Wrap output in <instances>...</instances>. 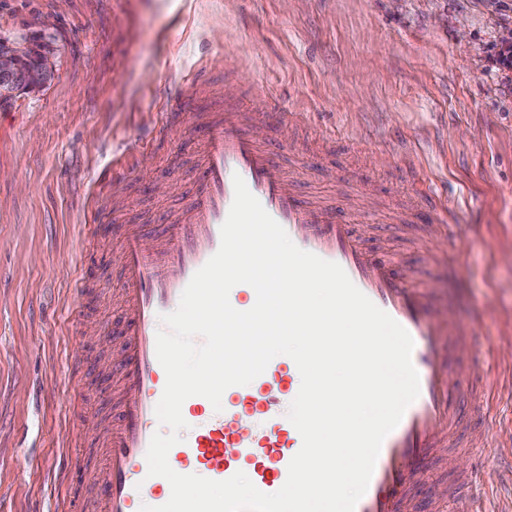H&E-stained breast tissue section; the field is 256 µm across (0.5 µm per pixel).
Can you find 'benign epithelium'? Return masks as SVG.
Masks as SVG:
<instances>
[{
    "instance_id": "7a95c632",
    "label": "benign epithelium",
    "mask_w": 512,
    "mask_h": 512,
    "mask_svg": "<svg viewBox=\"0 0 512 512\" xmlns=\"http://www.w3.org/2000/svg\"><path fill=\"white\" fill-rule=\"evenodd\" d=\"M54 76L50 43L0 39V104L11 102L20 93L45 87Z\"/></svg>"
}]
</instances>
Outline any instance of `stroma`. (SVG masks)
<instances>
[{"instance_id": "stroma-1", "label": "stroma", "mask_w": 512, "mask_h": 512, "mask_svg": "<svg viewBox=\"0 0 512 512\" xmlns=\"http://www.w3.org/2000/svg\"><path fill=\"white\" fill-rule=\"evenodd\" d=\"M57 29L56 74L0 107V512H57L65 454L102 460L116 418L103 380L73 391L67 369L123 314L121 240L129 224L177 223L202 160L194 128L147 149L123 174L114 158L160 111L205 102L242 108L248 135L272 145L288 188L339 200L370 193L353 228L370 253L411 267L435 316L479 322L495 344L489 399L492 453L434 449L414 492L431 512L432 486L469 474L488 507L512 501V70L492 57L512 29V0H0V37ZM212 57L200 92L174 84ZM302 112L306 134L273 127L271 109ZM107 230L90 263L91 299L72 311L81 226L100 172ZM428 175L460 226L454 239L395 224ZM460 278L448 276L456 254Z\"/></svg>"}]
</instances>
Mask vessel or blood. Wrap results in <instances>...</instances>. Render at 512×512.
<instances>
[{"label": "vessel or blood", "instance_id": "obj_1", "mask_svg": "<svg viewBox=\"0 0 512 512\" xmlns=\"http://www.w3.org/2000/svg\"><path fill=\"white\" fill-rule=\"evenodd\" d=\"M191 121L203 139L204 158L179 223L159 225L156 244L148 251L140 246L142 225L124 231L121 299L126 314L107 328L122 343L112 365L119 420L107 432L101 468L76 456L69 459L62 479V512H76L84 505L83 489L89 482L98 489V512H141L142 506L158 507L169 500L168 480L149 475L146 459L153 435L168 431L155 414L166 385V373L156 356V336L161 316L178 308L193 275L218 251L237 175L297 247L339 264L353 284L413 340L419 395L385 437L355 512H394L395 503H409V490L419 481L411 465L433 449L465 445L475 453L486 452L483 432L470 421V406L473 396L488 390L487 374L475 370L465 383L452 376L464 353L479 352L475 337L449 321L431 319L429 299L409 286V271L384 258H368L351 224L337 214L333 203L291 194L271 151L245 134L246 118L240 111H224L210 102L194 117L164 113L162 125L178 131ZM416 219L451 238L459 230L432 190L422 195ZM300 388L296 363L279 355L250 384L227 388L221 409H214L205 397H189L182 405L187 428L168 453L170 467L214 481L245 469L258 490L277 492L302 447V437L287 417ZM452 500V508L437 512H489L483 498L465 487L453 493Z\"/></svg>", "mask_w": 512, "mask_h": 512}]
</instances>
